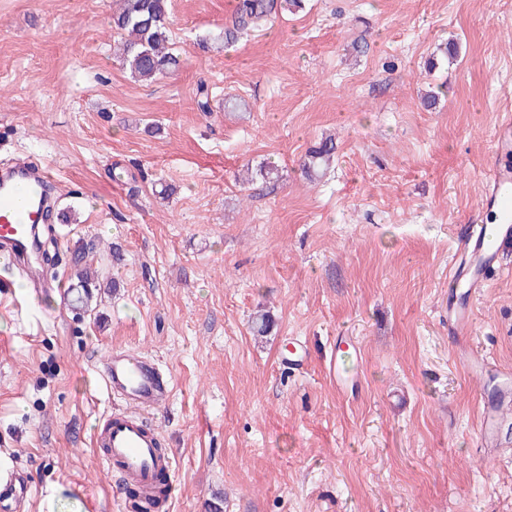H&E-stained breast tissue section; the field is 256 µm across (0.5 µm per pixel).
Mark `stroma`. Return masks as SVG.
<instances>
[{
  "label": "stroma",
  "instance_id": "stroma-1",
  "mask_svg": "<svg viewBox=\"0 0 512 512\" xmlns=\"http://www.w3.org/2000/svg\"><path fill=\"white\" fill-rule=\"evenodd\" d=\"M234 6L170 0L181 66L138 82L112 0H0V161L32 158L60 199L43 231L60 291L34 300L20 277L0 298V466L26 477L25 512H141L92 443L115 351L172 381L152 416L167 512H512V418L481 445L447 312L512 89V0H305L228 47ZM451 37L458 56H436ZM77 248L99 271L88 312ZM467 347L512 371V274L482 288ZM335 147L332 139L323 140L319 146L311 149L303 161L302 170L307 176H312L316 168L321 164H329L333 159Z\"/></svg>",
  "mask_w": 512,
  "mask_h": 512
}]
</instances>
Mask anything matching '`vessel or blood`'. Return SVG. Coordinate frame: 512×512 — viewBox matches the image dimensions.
I'll use <instances>...</instances> for the list:
<instances>
[{
	"instance_id": "obj_1",
	"label": "vessel or blood",
	"mask_w": 512,
	"mask_h": 512,
	"mask_svg": "<svg viewBox=\"0 0 512 512\" xmlns=\"http://www.w3.org/2000/svg\"><path fill=\"white\" fill-rule=\"evenodd\" d=\"M512 152V113L504 112L495 133L496 160L486 172L479 213L469 224L454 256L448 285L463 289V297L448 301V333L466 336L473 324L474 296L483 288L490 271L500 268L506 251L512 250V167L498 158ZM47 170L30 162L0 168V252L9 255L27 274L36 290L49 284L37 270L43 262L42 246L33 236L48 205L44 195L32 194V186L50 184ZM468 372L498 375L500 383L483 405L481 444L496 442L498 422L512 412V373L493 372L487 356L467 353ZM108 394L119 396L126 410L103 418L93 433L95 448L106 468L118 469L135 490H151L160 478L170 477L173 454L161 445L158 431L145 421L146 412L160 408L173 387L161 375L157 363L143 356L118 352L109 355L101 372ZM24 476L11 470L0 472V512H20L28 499Z\"/></svg>"
}]
</instances>
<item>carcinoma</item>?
Here are the masks:
<instances>
[{"label":"carcinoma","instance_id":"cac0c4a2","mask_svg":"<svg viewBox=\"0 0 512 512\" xmlns=\"http://www.w3.org/2000/svg\"><path fill=\"white\" fill-rule=\"evenodd\" d=\"M302 0H238L232 25L224 27V43L232 44L245 31L257 27L276 11H292ZM169 0H116L112 10V31L120 42V60L131 77L150 80L173 73L180 66L170 39ZM335 147L330 139L311 149L303 161L302 170L310 176L316 168L333 159ZM86 253L74 252L72 269L80 288L77 303L89 309L93 289L98 284L85 266Z\"/></svg>","mask_w":512,"mask_h":512}]
</instances>
